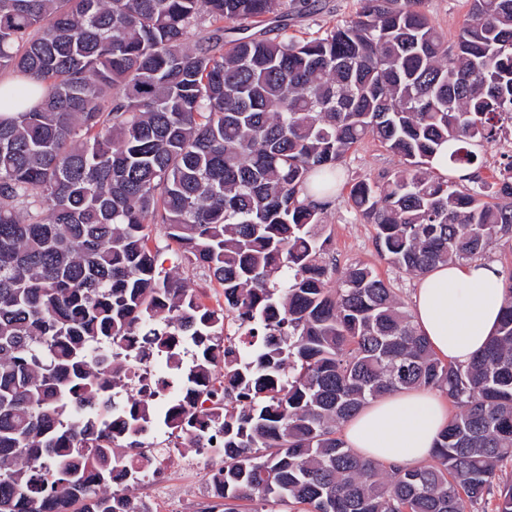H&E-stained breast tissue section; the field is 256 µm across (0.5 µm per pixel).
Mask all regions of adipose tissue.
Here are the masks:
<instances>
[{"instance_id":"adipose-tissue-1","label":"adipose tissue","mask_w":512,"mask_h":512,"mask_svg":"<svg viewBox=\"0 0 512 512\" xmlns=\"http://www.w3.org/2000/svg\"><path fill=\"white\" fill-rule=\"evenodd\" d=\"M506 301L505 275L489 260L440 264L417 282L413 319L435 354L469 363L495 332ZM448 423V400L426 389L371 400L344 422L342 437L362 457L419 465L431 457Z\"/></svg>"}]
</instances>
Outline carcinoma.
I'll use <instances>...</instances> for the list:
<instances>
[{"label":"carcinoma","instance_id":"1","mask_svg":"<svg viewBox=\"0 0 512 512\" xmlns=\"http://www.w3.org/2000/svg\"><path fill=\"white\" fill-rule=\"evenodd\" d=\"M362 2L293 40L294 0H0V71L24 81L0 93V512H137L102 488L157 422L224 454L201 512H485L490 496L512 512V269L484 350L445 362L370 266L330 286L322 209L302 198L336 191L370 137L403 167L351 200L397 269L511 243L512 180L490 204L432 159L454 141L448 165L478 168L512 118V0H472L451 49L421 0ZM154 225L224 305L166 271ZM231 314L252 337L237 351L213 342ZM135 333L159 362L191 341L190 387L218 367L235 400L203 420L145 405L114 432L105 377ZM408 388L457 407L429 462L345 447V421Z\"/></svg>","mask_w":512,"mask_h":512}]
</instances>
